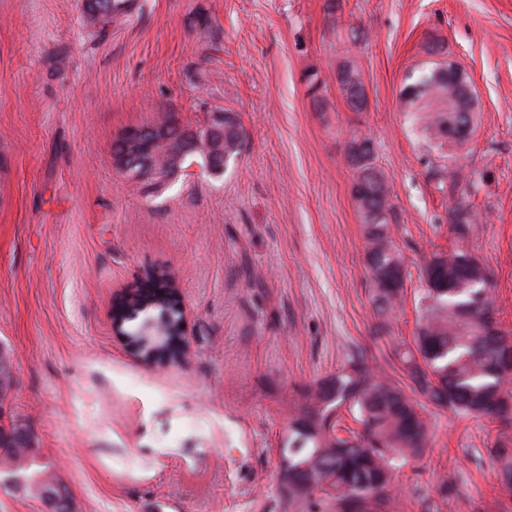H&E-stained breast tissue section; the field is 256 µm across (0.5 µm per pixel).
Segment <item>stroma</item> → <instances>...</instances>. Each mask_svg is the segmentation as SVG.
Listing matches in <instances>:
<instances>
[{
    "label": "stroma",
    "mask_w": 512,
    "mask_h": 512,
    "mask_svg": "<svg viewBox=\"0 0 512 512\" xmlns=\"http://www.w3.org/2000/svg\"><path fill=\"white\" fill-rule=\"evenodd\" d=\"M363 42L333 37L323 0H136L123 24L88 25L79 0H0V345L8 413L29 424L73 512H288L279 483L288 401L368 348L411 340L421 265L454 243L448 201L399 109L424 40L466 72L478 125L471 250L495 272L512 330V0H342ZM355 56L368 109L303 73ZM238 113L246 137L221 177L199 165L161 188L113 165L125 129L166 110ZM371 136L392 187L405 299L383 336L344 159ZM174 273L189 353L147 365L112 332L113 297L148 268ZM431 441L398 477L399 512H512L487 450L488 417L428 407ZM456 487L448 500L440 481ZM304 77L307 79V93L312 104L314 103L320 110H325L330 88L328 77L322 75L321 71L315 68L307 71Z\"/></svg>",
    "instance_id": "1"
}]
</instances>
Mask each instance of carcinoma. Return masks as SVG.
Here are the masks:
<instances>
[{
    "label": "carcinoma",
    "mask_w": 512,
    "mask_h": 512,
    "mask_svg": "<svg viewBox=\"0 0 512 512\" xmlns=\"http://www.w3.org/2000/svg\"><path fill=\"white\" fill-rule=\"evenodd\" d=\"M443 43L426 46L432 57L411 75L399 97V108L430 153L428 180L448 199V226L456 245L433 252L421 267L425 288L412 343L397 345L393 355L407 381L378 371L359 352L325 381L300 392L288 417V440L281 453L280 486L295 512H391L396 500V461L422 458L431 440L426 408L447 409L462 416H486L499 423V436L488 449L499 494L512 501V351L495 346L484 318L495 315L490 295L493 271L466 245L475 213L464 191L468 175L455 163L453 151L472 133L478 104L472 91L454 83L453 64L441 59ZM307 93L317 108L326 109L330 82L342 97L346 88L338 72L331 77L318 69L304 74ZM161 135L144 145H129L134 171L149 175L156 188L181 174L185 162L199 159L210 174L224 175L241 152L245 132L237 113L224 111L223 152L211 144H190L193 125L174 112L150 122ZM344 156L353 172L352 195L365 241L372 303L378 319L375 333L404 298L405 257L392 237L397 223L391 186L375 164L373 140L353 133ZM144 309L124 319L123 328L139 343L137 331L147 320L172 313L164 298L151 296ZM362 425L358 433H338L344 412ZM33 432L25 443L0 442V472L25 477L22 493L48 504L65 488L51 464L38 462Z\"/></svg>",
    "instance_id": "carcinoma-1"
}]
</instances>
